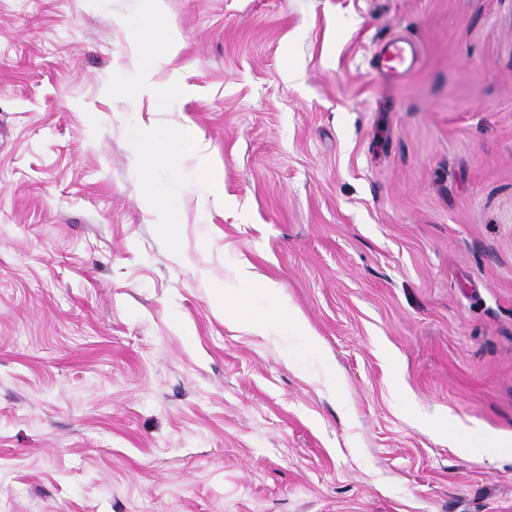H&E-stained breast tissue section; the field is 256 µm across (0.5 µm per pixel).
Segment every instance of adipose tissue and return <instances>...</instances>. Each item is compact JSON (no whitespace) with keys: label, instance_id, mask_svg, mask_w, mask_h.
<instances>
[{"label":"adipose tissue","instance_id":"ef3b65f1","mask_svg":"<svg viewBox=\"0 0 512 512\" xmlns=\"http://www.w3.org/2000/svg\"><path fill=\"white\" fill-rule=\"evenodd\" d=\"M129 37L134 46V63L141 72L144 82L141 92H154L150 80L153 68L173 54V39L166 30L158 28L151 14H144L129 26ZM198 133L195 127L185 125L174 133L164 136H143L138 160L142 170L139 193L155 202L159 211H166L176 191L175 184L158 183L153 171L157 163H165L172 171H179L183 159L195 150ZM239 288L234 290L217 289L215 304L224 313V320L234 326H246L251 331L263 336H275L291 326H302L303 319L296 311L281 312L273 310L262 317L241 315L240 308L249 292L262 290L270 299L277 301L276 284L268 278L258 277L249 262H240L237 268Z\"/></svg>","mask_w":512,"mask_h":512}]
</instances>
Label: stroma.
Returning a JSON list of instances; mask_svg holds the SVG:
<instances>
[{"mask_svg":"<svg viewBox=\"0 0 512 512\" xmlns=\"http://www.w3.org/2000/svg\"><path fill=\"white\" fill-rule=\"evenodd\" d=\"M144 7L0 0V512H512L436 430L512 434V0H160L166 99ZM186 124L171 238L137 137ZM244 259L304 328L225 324ZM155 7L132 22L129 37L134 46V63L141 72L144 83L134 90L153 93L155 86L150 80L153 68L173 55V39L167 30L159 29L152 20ZM409 54L411 63L406 66ZM416 60L415 48L401 37H393L380 43L375 54L376 66L385 69L396 79L406 78L411 73Z\"/></svg>","mask_w":512,"mask_h":512,"instance_id":"stroma-1","label":"stroma"}]
</instances>
